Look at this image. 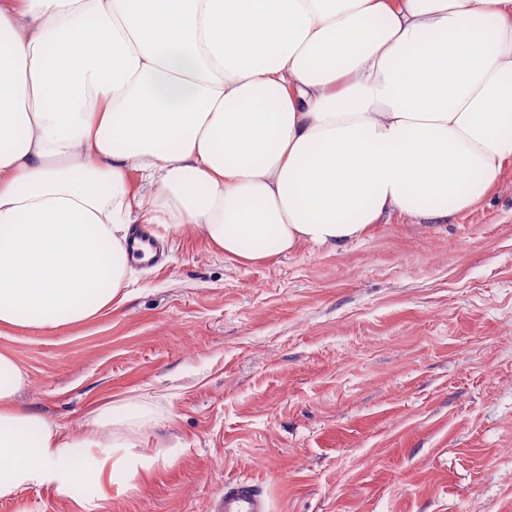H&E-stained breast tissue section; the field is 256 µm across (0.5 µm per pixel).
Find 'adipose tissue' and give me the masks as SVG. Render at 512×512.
Listing matches in <instances>:
<instances>
[{"instance_id":"obj_1","label":"adipose tissue","mask_w":512,"mask_h":512,"mask_svg":"<svg viewBox=\"0 0 512 512\" xmlns=\"http://www.w3.org/2000/svg\"><path fill=\"white\" fill-rule=\"evenodd\" d=\"M512 162V0H0V326L89 320L131 225L245 264L444 224ZM0 352V499L99 490L112 409L72 436Z\"/></svg>"}]
</instances>
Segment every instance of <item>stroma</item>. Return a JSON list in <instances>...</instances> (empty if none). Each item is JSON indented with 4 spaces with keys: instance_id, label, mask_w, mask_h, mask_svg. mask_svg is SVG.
Listing matches in <instances>:
<instances>
[{
    "instance_id": "obj_1",
    "label": "stroma",
    "mask_w": 512,
    "mask_h": 512,
    "mask_svg": "<svg viewBox=\"0 0 512 512\" xmlns=\"http://www.w3.org/2000/svg\"><path fill=\"white\" fill-rule=\"evenodd\" d=\"M124 298L0 330L20 406L67 431L112 408L104 512H209L247 478L269 512H512V167L445 224L400 215L347 249L243 265L171 232ZM77 488L0 512H95Z\"/></svg>"
}]
</instances>
